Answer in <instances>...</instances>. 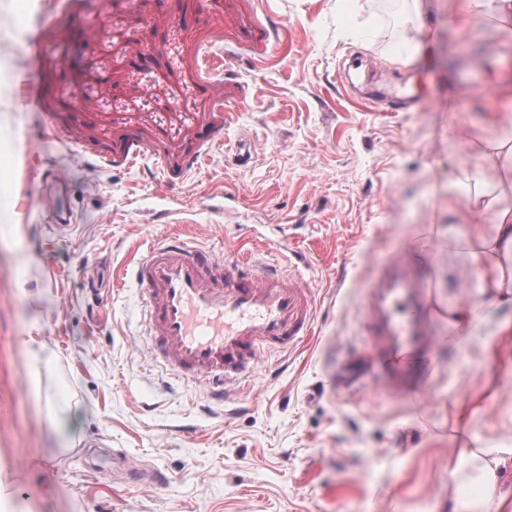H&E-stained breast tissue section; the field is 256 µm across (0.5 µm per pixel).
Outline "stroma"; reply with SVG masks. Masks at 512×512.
<instances>
[{
    "mask_svg": "<svg viewBox=\"0 0 512 512\" xmlns=\"http://www.w3.org/2000/svg\"><path fill=\"white\" fill-rule=\"evenodd\" d=\"M350 2L357 18L337 0H29L21 17L0 0V512H436L460 449L512 447V307L481 304L448 246L473 230L448 208L466 201L460 168L512 137L511 100L449 94L448 75L512 32L467 22L463 0H423L432 51L406 63L393 0ZM258 19L264 47L243 39ZM352 51L376 64L359 86L411 71L428 105L385 114L352 98L337 71ZM57 170L72 224L53 221ZM174 209L188 223H169ZM173 233L297 263L316 289L312 336L225 406L153 361L143 292L123 276ZM404 246L429 268L436 352L413 397L345 394L336 368L363 343V290ZM472 302L473 332L454 342L446 310ZM31 330L38 359L20 341ZM114 448L167 485L95 472Z\"/></svg>",
    "mask_w": 512,
    "mask_h": 512,
    "instance_id": "1",
    "label": "stroma"
}]
</instances>
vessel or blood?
Returning <instances> with one entry per match:
<instances>
[{"label":"vessel or blood","instance_id":"1","mask_svg":"<svg viewBox=\"0 0 512 512\" xmlns=\"http://www.w3.org/2000/svg\"><path fill=\"white\" fill-rule=\"evenodd\" d=\"M488 69L512 79V52L483 51L460 70L462 91L484 93ZM132 276L144 290L154 361L177 380L204 381L215 400L227 386L248 380L266 356L305 341L316 318V291L296 267L234 260L179 236L153 243ZM361 329L366 349L340 369L344 388L356 392L373 379L394 396L412 394L438 338L425 267L411 250L398 249L376 269ZM112 473L136 488L168 482L163 471L125 467L117 456Z\"/></svg>","mask_w":512,"mask_h":512}]
</instances>
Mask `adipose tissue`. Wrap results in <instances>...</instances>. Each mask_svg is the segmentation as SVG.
<instances>
[{
	"label": "adipose tissue",
	"instance_id": "ef3b65f1",
	"mask_svg": "<svg viewBox=\"0 0 512 512\" xmlns=\"http://www.w3.org/2000/svg\"><path fill=\"white\" fill-rule=\"evenodd\" d=\"M499 161L463 169L458 179L468 190L456 212L460 222L490 215V229H477L461 247L478 266L484 293L501 306L512 307V206H496L485 190L512 191V139L498 141ZM512 458V448H464L448 469V500L442 512H498L511 493L504 490L500 468Z\"/></svg>",
	"mask_w": 512,
	"mask_h": 512
}]
</instances>
